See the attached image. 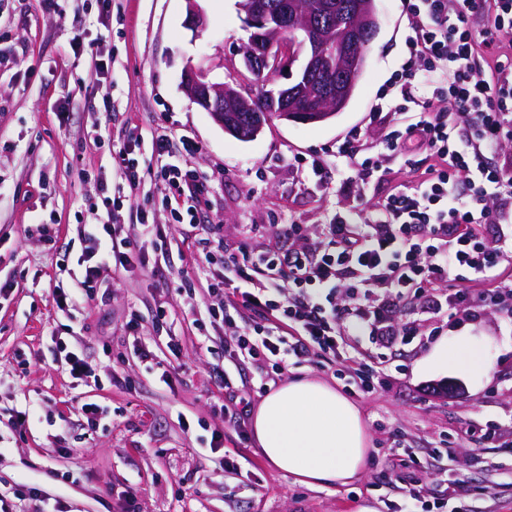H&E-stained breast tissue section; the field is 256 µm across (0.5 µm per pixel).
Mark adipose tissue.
<instances>
[{
	"instance_id": "1",
	"label": "adipose tissue",
	"mask_w": 512,
	"mask_h": 512,
	"mask_svg": "<svg viewBox=\"0 0 512 512\" xmlns=\"http://www.w3.org/2000/svg\"><path fill=\"white\" fill-rule=\"evenodd\" d=\"M432 362L476 375L492 369L483 349L467 336L441 344ZM252 427L267 462L300 483L341 487L365 471L369 434L362 414L323 381L297 378L272 390L258 405Z\"/></svg>"
}]
</instances>
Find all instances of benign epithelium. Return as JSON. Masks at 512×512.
<instances>
[{"label":"benign epithelium","instance_id":"benign-epithelium-1","mask_svg":"<svg viewBox=\"0 0 512 512\" xmlns=\"http://www.w3.org/2000/svg\"><path fill=\"white\" fill-rule=\"evenodd\" d=\"M190 26L202 31L206 18L198 6V0H186ZM244 12V27L250 32L243 51V68L248 73L242 81L233 84H216L208 80L209 69L202 66H189L184 71L183 83L193 103L209 112L213 120L227 129V112H263L261 104L243 106L244 99L253 96L255 78L263 69L273 67L293 77L294 62L301 55L305 64L301 69L303 81L283 86L279 106L273 109L276 117L290 118L295 102L309 85L311 74L324 64H333L339 58L347 67L365 62L370 44L356 52L348 49L349 37L337 41L329 33V23L335 7L328 6L311 16L303 17L295 0H281L269 3L267 0H241ZM361 32L369 40H374L377 29V15L371 10L359 13Z\"/></svg>","mask_w":512,"mask_h":512}]
</instances>
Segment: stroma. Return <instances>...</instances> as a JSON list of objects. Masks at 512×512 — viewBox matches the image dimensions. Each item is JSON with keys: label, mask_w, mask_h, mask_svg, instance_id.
<instances>
[{"label": "stroma", "mask_w": 512, "mask_h": 512, "mask_svg": "<svg viewBox=\"0 0 512 512\" xmlns=\"http://www.w3.org/2000/svg\"><path fill=\"white\" fill-rule=\"evenodd\" d=\"M240 0H201L204 31L193 30L185 0H0V495L15 512H404L400 462L427 467L436 491L457 476L470 490L433 512H512V321L499 309L481 322L431 335V321L409 312V334L386 350V388L353 394L369 431L364 475L342 487L312 488L273 469L251 424L224 413L220 374L250 382L253 403L265 393L257 372L235 365L224 327L200 333L205 311L208 241L170 234V214L150 178L114 212L115 227L145 212L159 234L143 244V266L107 273L105 301L78 300L69 312L53 302L55 282L76 271L84 225L101 212L100 181L116 180L112 154L129 131L159 126L202 150L190 160L209 191L200 220L225 242L272 235L277 224L326 223L344 199L288 167L292 154L325 155L351 127L366 122L379 86L405 55L400 0H377L380 29L358 89L344 112L316 124L274 119L248 142L224 133L191 101L187 65L209 66V79H238L248 33ZM103 49L99 59L85 51ZM108 70L95 85L96 67ZM102 137L92 140L93 125ZM167 318L156 323V302ZM465 334L486 350L493 370L470 376L439 370L430 357L442 341ZM176 339L179 354L167 343ZM83 350L87 380L72 382L58 340ZM149 345L161 364L148 371L134 355ZM168 370L169 382L160 379ZM99 405L96 429L83 426L82 403ZM31 410L24 430L15 412ZM187 426H180L179 417ZM223 433L211 447L213 430ZM237 464L225 472L221 460ZM34 488L40 500L17 499Z\"/></svg>", "instance_id": "stroma-1"}]
</instances>
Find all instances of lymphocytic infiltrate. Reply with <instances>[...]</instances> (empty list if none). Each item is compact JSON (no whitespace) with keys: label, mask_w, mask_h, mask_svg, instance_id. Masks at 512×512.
<instances>
[{"label":"lymphocytic infiltrate","mask_w":512,"mask_h":512,"mask_svg":"<svg viewBox=\"0 0 512 512\" xmlns=\"http://www.w3.org/2000/svg\"><path fill=\"white\" fill-rule=\"evenodd\" d=\"M407 20V58L378 90L369 115L381 131L356 127L336 142L332 158L297 153L288 165L323 180L336 173V190L350 205L322 225L316 238L300 225L279 224L271 239L224 247L221 273L208 286L210 319L230 325L224 345L255 365L283 375L290 362L330 355L352 367L353 385L373 388L381 373L359 357H342L353 330L368 329L387 347L406 335L407 304L421 302L437 319L467 304L481 317L476 280L496 276L512 255V60L498 45L512 37V0H401ZM141 137L112 158L120 182L101 184L120 207L141 184ZM199 146L165 128L151 134L155 181L172 228L217 236L198 224L207 190L188 160ZM421 161L412 179L400 177L409 155ZM139 218L116 237L109 224L83 232L82 269L57 283L53 301L66 309L76 297L95 299L108 270L133 266L134 237L157 234Z\"/></svg>","instance_id":"lymphocytic-infiltrate-1"}]
</instances>
